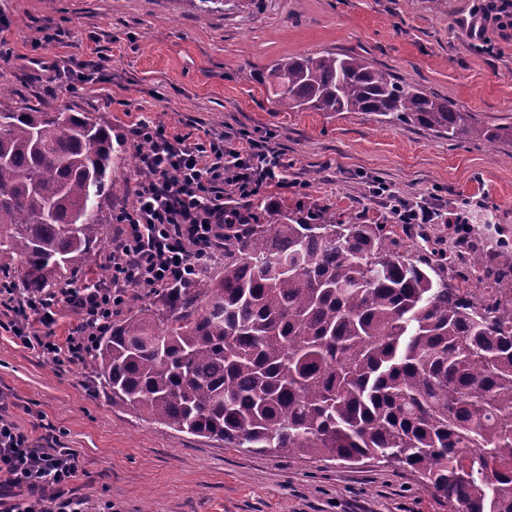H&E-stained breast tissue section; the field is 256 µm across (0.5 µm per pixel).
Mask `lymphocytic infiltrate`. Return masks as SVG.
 <instances>
[{
	"label": "lymphocytic infiltrate",
	"mask_w": 512,
	"mask_h": 512,
	"mask_svg": "<svg viewBox=\"0 0 512 512\" xmlns=\"http://www.w3.org/2000/svg\"><path fill=\"white\" fill-rule=\"evenodd\" d=\"M472 40L493 52L488 35L512 34V0H474L467 24ZM131 134L144 149L134 185L135 205L120 212L121 229L109 246L107 284L63 286L30 294L0 288L5 328L28 349L58 362L81 364L127 302V291L154 295L197 283L203 261L224 251V227L244 224L248 206L269 186L288 187V164L273 135L240 139L232 133L202 143L171 134L155 119L134 124ZM373 198L387 201L396 224H445L442 208L397 195L390 185H370ZM76 321L65 338L56 327L61 313ZM79 472L75 450L38 447L0 400V512H88L84 498L70 494Z\"/></svg>",
	"instance_id": "f902f5d3"
}]
</instances>
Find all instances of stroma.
<instances>
[{
	"mask_svg": "<svg viewBox=\"0 0 512 512\" xmlns=\"http://www.w3.org/2000/svg\"><path fill=\"white\" fill-rule=\"evenodd\" d=\"M473 0H247L199 15L178 0H0V61L11 106L91 112L112 129L113 212L132 209L138 175L131 128L151 117L193 140L226 129L274 134L296 192L272 187L253 207L278 201L389 222L371 181L407 198L466 210L469 247L489 278L512 289V144L451 141L417 127L393 128L363 112L277 110L260 75L273 61L320 52L365 56L409 84L451 100L476 121L512 124V40L493 53L467 32ZM54 38L41 40L42 28ZM58 66L47 82L43 64ZM100 80L85 82L90 64ZM409 257L454 252L444 224L394 226ZM0 397L38 444L53 436L75 449L71 486L90 512H448L414 473L384 464L251 454L146 422L113 408L88 364L57 363L0 328Z\"/></svg>",
	"mask_w": 512,
	"mask_h": 512,
	"instance_id": "stroma-1",
	"label": "stroma"
}]
</instances>
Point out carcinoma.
<instances>
[{
  "mask_svg": "<svg viewBox=\"0 0 512 512\" xmlns=\"http://www.w3.org/2000/svg\"><path fill=\"white\" fill-rule=\"evenodd\" d=\"M200 14L224 0H180ZM284 110L366 112L450 139L512 141L359 54L271 63ZM0 86V259L22 288L62 285L109 223L110 128L89 112L16 110ZM382 224L275 206L224 226V266L201 288L100 337L91 365L112 406L232 448L393 463L449 512H512V293L447 258L413 261Z\"/></svg>",
  "mask_w": 512,
  "mask_h": 512,
  "instance_id": "cac0c4a2",
  "label": "carcinoma"
}]
</instances>
